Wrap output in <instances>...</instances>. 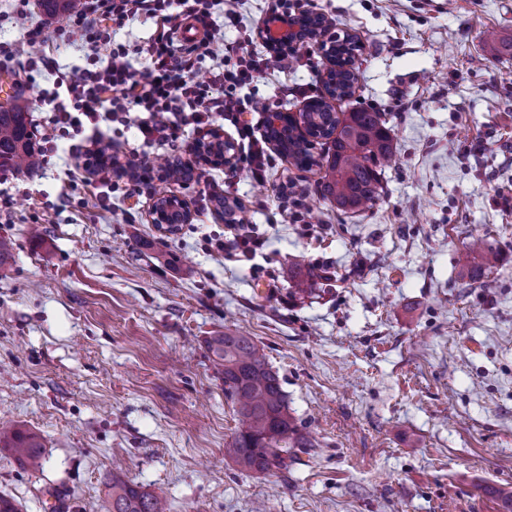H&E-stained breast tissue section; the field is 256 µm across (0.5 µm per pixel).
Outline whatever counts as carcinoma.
I'll return each mask as SVG.
<instances>
[{
    "mask_svg": "<svg viewBox=\"0 0 512 512\" xmlns=\"http://www.w3.org/2000/svg\"><path fill=\"white\" fill-rule=\"evenodd\" d=\"M38 2L46 15L56 18L67 16L80 6V0ZM333 50L336 68L329 71V80L336 86V99L342 100L352 96L359 78L355 66L359 47L347 34L336 39ZM26 116L17 105L0 112V160L32 172L39 167V158L27 130ZM266 133L268 141L280 144L279 152L300 168L320 164L312 153V139L331 143L318 193L335 204L336 210L357 212L381 199L380 175L393 149L382 113L362 108L340 117L331 105H317L306 113L305 133L291 126H269ZM498 258L499 252L491 244L478 260L464 255L465 266L474 279L483 277ZM207 348L215 369L224 376V392L234 402L241 421V428L224 449L225 456L243 471L265 472L273 467H288L282 456L284 449L297 448L307 453L315 447L288 411L279 376L251 337L227 332L210 337ZM0 448L9 451L27 470L42 471L44 453L38 434L0 422ZM110 489L108 512H166L158 496L120 471L112 472Z\"/></svg>",
    "mask_w": 512,
    "mask_h": 512,
    "instance_id": "1",
    "label": "carcinoma"
}]
</instances>
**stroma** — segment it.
Masks as SVG:
<instances>
[{"label":"stroma","instance_id":"stroma-1","mask_svg":"<svg viewBox=\"0 0 512 512\" xmlns=\"http://www.w3.org/2000/svg\"><path fill=\"white\" fill-rule=\"evenodd\" d=\"M358 38L359 81L336 111L383 112L394 157L373 207L318 199L324 171L279 152L265 182L204 165L183 184L153 178L111 212L61 188V160L19 172L0 235V420L39 433L42 472L0 451V494L21 512H107L113 452L169 512H502L512 483V0H288ZM286 71L246 89L299 111L326 62L299 48ZM293 182L310 205L291 220ZM245 206L265 255L204 248L225 234L214 200ZM191 223L165 234L158 197ZM498 247L491 287L458 264ZM252 337L277 372L314 452L244 472L224 456L240 427L209 337ZM165 198L166 203L163 206L165 212H156V209L152 207L150 214L151 224H176L179 226V224H188L192 222V213L189 212L185 203L178 196L170 195L165 196ZM172 209L180 211V216L177 221H173L167 217V212Z\"/></svg>","mask_w":512,"mask_h":512}]
</instances>
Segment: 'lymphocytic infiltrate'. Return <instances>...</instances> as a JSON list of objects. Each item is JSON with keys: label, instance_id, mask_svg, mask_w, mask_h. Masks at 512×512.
Wrapping results in <instances>:
<instances>
[{"label": "lymphocytic infiltrate", "instance_id": "obj_1", "mask_svg": "<svg viewBox=\"0 0 512 512\" xmlns=\"http://www.w3.org/2000/svg\"><path fill=\"white\" fill-rule=\"evenodd\" d=\"M241 0H81L80 10L60 26L61 35L78 43L86 53L85 68L71 73L58 71L47 54H21L11 44L0 42V56L14 59L25 75L46 70L56 74L54 88L44 96L49 117L34 126L42 160L57 156L60 141H68L69 163L64 183L69 190L93 187L99 208L112 209V195L122 192L130 198L138 194L137 184H119L103 162L102 149H91L90 137H103L105 125L134 124L141 143L132 149L126 162L130 171L150 164V147H177L185 127L198 129L217 121H228L236 129L241 145L240 161L256 181H264L269 155L266 140L257 138L248 118L253 107L243 88L268 72L284 71L280 57L252 51V31H244L233 63L224 60V42L210 35L188 46L175 45L174 33L185 20L203 26L216 23L242 28ZM145 18L156 27L154 35L136 50L145 64L134 68L125 45L113 47L107 61L97 55L99 43L111 40L114 28ZM213 62L202 69L203 58ZM231 239L207 238L208 252L231 258L254 259L261 254L266 239L251 224H233Z\"/></svg>", "mask_w": 512, "mask_h": 512}]
</instances>
